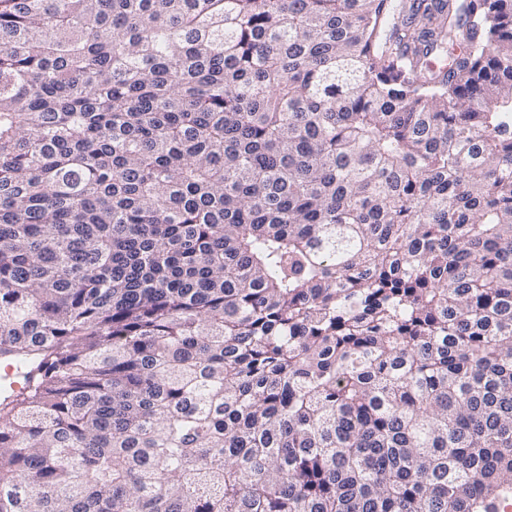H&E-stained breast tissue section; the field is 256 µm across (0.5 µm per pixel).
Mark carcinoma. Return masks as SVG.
Returning <instances> with one entry per match:
<instances>
[{
  "instance_id": "cac0c4a2",
  "label": "carcinoma",
  "mask_w": 512,
  "mask_h": 512,
  "mask_svg": "<svg viewBox=\"0 0 512 512\" xmlns=\"http://www.w3.org/2000/svg\"><path fill=\"white\" fill-rule=\"evenodd\" d=\"M0 512H498L512 0H0ZM28 366L19 363H7L0 366V394L9 395L20 391L25 382Z\"/></svg>"
}]
</instances>
